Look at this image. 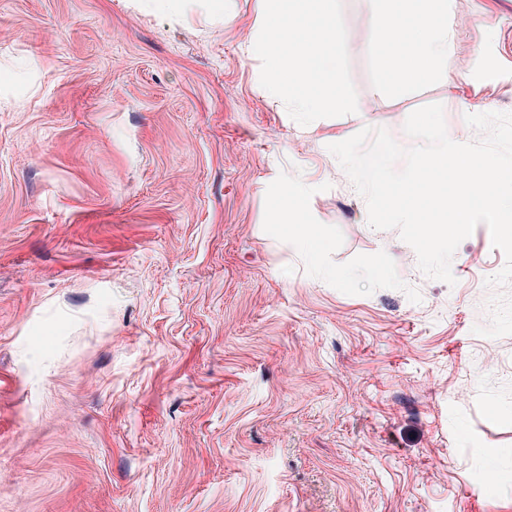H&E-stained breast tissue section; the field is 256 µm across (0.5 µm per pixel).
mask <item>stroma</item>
<instances>
[{
	"label": "stroma",
	"mask_w": 512,
	"mask_h": 512,
	"mask_svg": "<svg viewBox=\"0 0 512 512\" xmlns=\"http://www.w3.org/2000/svg\"><path fill=\"white\" fill-rule=\"evenodd\" d=\"M450 2L400 83L387 0H343L358 110L302 126L264 0H0V512H512L504 253L481 224L426 277L328 150L512 112V0ZM435 0H410L412 18L400 13H388L380 23V36L385 34L392 47L402 50V62L394 65L393 56L383 54L380 64L389 68L401 83L427 81L434 75L436 61L448 53V43L459 34L456 23L447 21L448 2L442 16L433 10Z\"/></svg>",
	"instance_id": "stroma-1"
}]
</instances>
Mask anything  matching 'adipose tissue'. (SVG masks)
<instances>
[{
	"instance_id": "obj_1",
	"label": "adipose tissue",
	"mask_w": 512,
	"mask_h": 512,
	"mask_svg": "<svg viewBox=\"0 0 512 512\" xmlns=\"http://www.w3.org/2000/svg\"><path fill=\"white\" fill-rule=\"evenodd\" d=\"M434 2L410 0L411 16L389 13L380 23V31L391 46L402 51L397 61L388 54L380 58L381 65L399 82L430 80L436 61L447 55L449 43L459 34L456 23L434 12Z\"/></svg>"
}]
</instances>
